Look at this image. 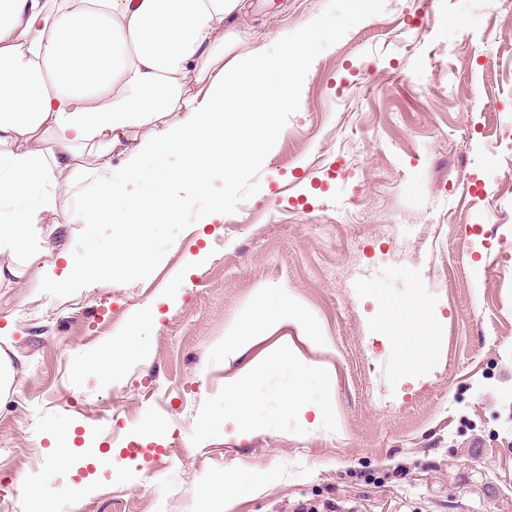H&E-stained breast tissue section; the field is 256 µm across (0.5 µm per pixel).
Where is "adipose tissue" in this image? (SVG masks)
<instances>
[{"mask_svg":"<svg viewBox=\"0 0 512 512\" xmlns=\"http://www.w3.org/2000/svg\"><path fill=\"white\" fill-rule=\"evenodd\" d=\"M246 0H0V283L21 278L61 240L70 225L160 224L208 194L215 173L232 181L258 143V117H277L292 104V65L304 45L282 43L250 56L249 90L234 111L224 97L225 57L239 37L235 21ZM280 78H267L269 68ZM177 164H167L168 156ZM79 197L66 221L53 220L61 196ZM123 210L112 208L113 200ZM380 328L402 351L399 372L437 355L434 322L416 327L422 301L380 297ZM295 325L312 344L323 341L290 299L243 319L224 339L232 359ZM270 347L224 380L225 424L250 439L261 426L252 386L275 368ZM320 380L321 398L309 384ZM332 370H296L285 409L331 415Z\"/></svg>","mask_w":512,"mask_h":512,"instance_id":"adipose-tissue-1","label":"adipose tissue"}]
</instances>
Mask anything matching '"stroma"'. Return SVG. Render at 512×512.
<instances>
[{"mask_svg": "<svg viewBox=\"0 0 512 512\" xmlns=\"http://www.w3.org/2000/svg\"><path fill=\"white\" fill-rule=\"evenodd\" d=\"M494 0H385L313 61L300 108L237 211L187 228L157 269L55 298L31 267L0 288L15 393L0 408V512H205L227 473L257 481L229 512H512V15ZM238 56L304 27L327 0H247ZM261 288L284 290L322 345L287 330L292 360L336 373V424L282 412L291 372L256 382L266 427L224 433L217 343ZM422 295L438 358L414 374L378 327L375 297ZM141 352L117 371L146 308ZM105 445L103 468L59 466L57 428ZM85 482L81 500L67 495Z\"/></svg>", "mask_w": 512, "mask_h": 512, "instance_id": "35a3bbf8", "label": "stroma"}]
</instances>
